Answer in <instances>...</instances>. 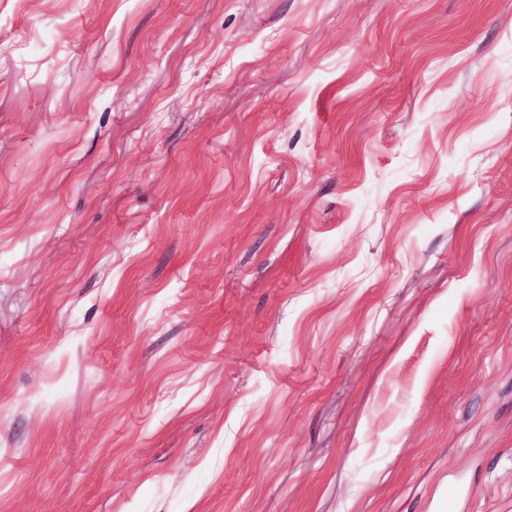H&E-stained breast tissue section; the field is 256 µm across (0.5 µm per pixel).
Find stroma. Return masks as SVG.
<instances>
[{
	"label": "stroma",
	"instance_id": "stroma-1",
	"mask_svg": "<svg viewBox=\"0 0 512 512\" xmlns=\"http://www.w3.org/2000/svg\"><path fill=\"white\" fill-rule=\"evenodd\" d=\"M0 512H512V0H0Z\"/></svg>",
	"mask_w": 512,
	"mask_h": 512
}]
</instances>
